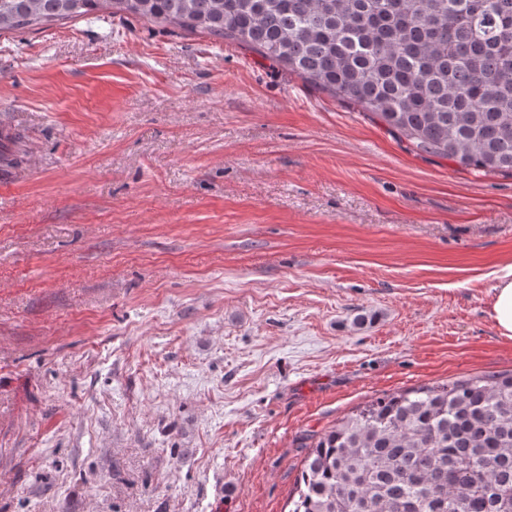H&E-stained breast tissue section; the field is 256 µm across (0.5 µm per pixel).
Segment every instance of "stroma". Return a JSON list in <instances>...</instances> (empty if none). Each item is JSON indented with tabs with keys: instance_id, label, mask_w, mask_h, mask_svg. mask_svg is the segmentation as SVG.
Returning <instances> with one entry per match:
<instances>
[{
	"instance_id": "1",
	"label": "stroma",
	"mask_w": 512,
	"mask_h": 512,
	"mask_svg": "<svg viewBox=\"0 0 512 512\" xmlns=\"http://www.w3.org/2000/svg\"><path fill=\"white\" fill-rule=\"evenodd\" d=\"M0 512H287L370 400L512 370V176L235 43L0 34ZM491 304V318L500 336L512 339V267L498 278Z\"/></svg>"
}]
</instances>
